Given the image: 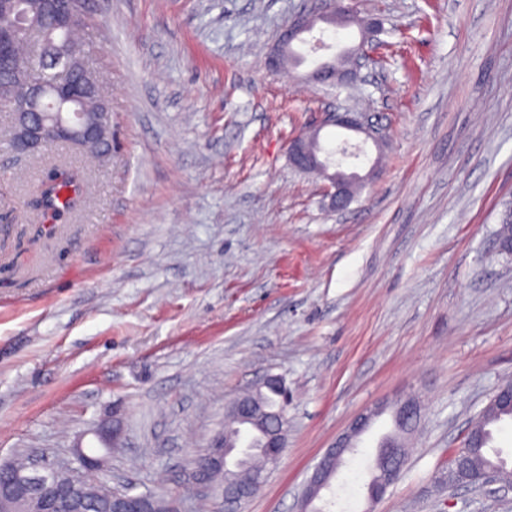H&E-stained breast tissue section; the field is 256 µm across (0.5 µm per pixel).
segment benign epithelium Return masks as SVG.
Listing matches in <instances>:
<instances>
[{
  "mask_svg": "<svg viewBox=\"0 0 512 512\" xmlns=\"http://www.w3.org/2000/svg\"><path fill=\"white\" fill-rule=\"evenodd\" d=\"M72 0H48L62 28H71L76 17L70 9ZM355 0H319L318 7L299 15L284 30L277 41L267 65L280 64L282 55L292 49L294 43L309 40L311 50H330L332 46L322 38L313 35L320 22L347 26L356 20L353 7ZM380 31L379 22L369 20L363 23L359 42L342 48L311 70L307 77L322 83L332 84L353 81L357 70L367 67L376 57L378 48L374 37ZM0 70L13 75L27 89L24 103L10 110L12 116L11 140L15 151L25 155L39 154L56 143L80 144L86 146L103 140L108 134L105 119L108 112H99L90 117L87 112L67 110L52 116L42 111L46 93L44 83L32 78L29 73L14 63L10 47L0 39ZM337 128L364 135L363 142L379 147L386 129L373 124L362 112L325 113L323 120L313 130H306L288 140L290 163L304 171L319 175L327 181L333 207L342 210L351 202L352 189L372 179L375 167L361 175L347 172L342 164L333 161L335 154L344 159H358L362 149L342 141L336 151L320 147L322 131ZM381 408L375 407L357 415L348 429L336 438L326 450L307 479L302 491L303 506L310 505L320 497L322 491L331 486L339 465L345 456L356 448L357 440L369 429ZM229 420L234 422L231 433L216 435L204 456V464L190 468L189 480L192 489L199 495L221 499L224 505L237 504L256 494L263 484L264 475L253 472L249 480L225 481L224 468L234 470V459L243 451L256 452L272 463L279 462L286 448L288 426L285 408H272L254 394H246L230 408ZM74 460L57 461L47 464L39 457L30 456L25 464L13 461L0 463V512H83L89 501H96L104 512H159L157 497L151 493L136 492L131 488H117L107 481H89L88 473L105 467L107 455H98L78 445L73 449ZM400 472L392 471L386 480L370 485L371 498H381L398 480Z\"/></svg>",
  "mask_w": 512,
  "mask_h": 512,
  "instance_id": "7a95c632",
  "label": "benign epithelium"
}]
</instances>
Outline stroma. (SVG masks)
<instances>
[{
  "mask_svg": "<svg viewBox=\"0 0 512 512\" xmlns=\"http://www.w3.org/2000/svg\"><path fill=\"white\" fill-rule=\"evenodd\" d=\"M307 0H89L84 62L104 84L112 157L65 144L15 155L0 110V462L69 460L121 437L103 476L221 512L191 463L227 406L284 379L287 447L238 512H301V486L367 407L413 397L400 480L368 503L372 455L326 512H512V493L441 485L451 449L512 381V0H358L382 64L346 85L264 62ZM389 132L355 169L377 178L337 212L289 138L325 110ZM84 177L46 225L26 202L47 168Z\"/></svg>",
  "mask_w": 512,
  "mask_h": 512,
  "instance_id": "1",
  "label": "stroma"
}]
</instances>
